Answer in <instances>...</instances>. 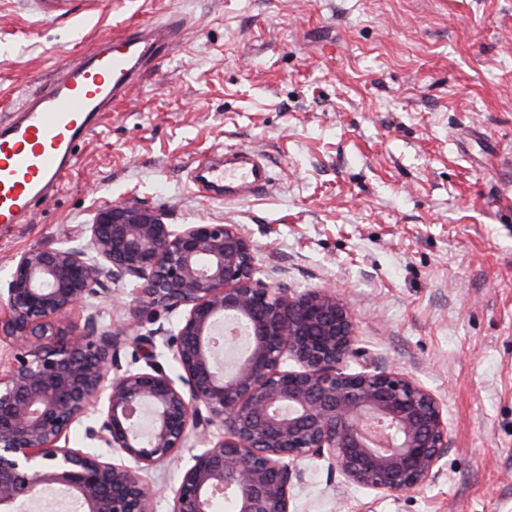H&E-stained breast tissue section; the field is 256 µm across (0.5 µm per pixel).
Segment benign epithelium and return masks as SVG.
Wrapping results in <instances>:
<instances>
[{"label":"benign epithelium","mask_w":512,"mask_h":512,"mask_svg":"<svg viewBox=\"0 0 512 512\" xmlns=\"http://www.w3.org/2000/svg\"><path fill=\"white\" fill-rule=\"evenodd\" d=\"M125 277L140 289L114 334L90 299ZM88 309L83 331L64 327ZM159 309L181 312L176 330L130 335ZM158 335L183 371L177 381L154 363ZM2 340L12 353L0 362V512L57 494L79 512H152L144 475L192 434L210 447L183 467L170 512H211L223 494L236 512H293L305 459L391 496L434 478L448 446V420L421 384L367 363L344 370L362 354L336 290L291 295L255 278L254 247L235 224L103 206L63 245L16 257L0 289ZM127 345L146 349L147 368H123ZM88 418L86 438L109 453L70 446L71 427Z\"/></svg>","instance_id":"1"}]
</instances>
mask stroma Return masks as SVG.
<instances>
[{
    "instance_id": "1",
    "label": "stroma",
    "mask_w": 512,
    "mask_h": 512,
    "mask_svg": "<svg viewBox=\"0 0 512 512\" xmlns=\"http://www.w3.org/2000/svg\"><path fill=\"white\" fill-rule=\"evenodd\" d=\"M189 18L77 150L60 193L0 227L16 256L97 208L236 224L257 276L333 286L376 371L433 393L448 449L424 487L383 499L304 460L295 512H512V0H0V117L101 35ZM265 154L274 187L233 201L189 180L206 154ZM98 299L130 320L136 280Z\"/></svg>"
}]
</instances>
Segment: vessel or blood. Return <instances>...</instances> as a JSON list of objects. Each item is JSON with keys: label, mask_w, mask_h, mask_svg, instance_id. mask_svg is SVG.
<instances>
[{"label": "vessel or blood", "mask_w": 512, "mask_h": 512, "mask_svg": "<svg viewBox=\"0 0 512 512\" xmlns=\"http://www.w3.org/2000/svg\"><path fill=\"white\" fill-rule=\"evenodd\" d=\"M184 20L169 15L103 36L78 60L60 65L43 88L0 119V224L26 223L38 203L62 189L77 163V148L106 112L123 100L158 58L179 43ZM198 191L223 185L225 199L257 194L274 182L251 151L224 153L205 164Z\"/></svg>", "instance_id": "b4317fda"}]
</instances>
